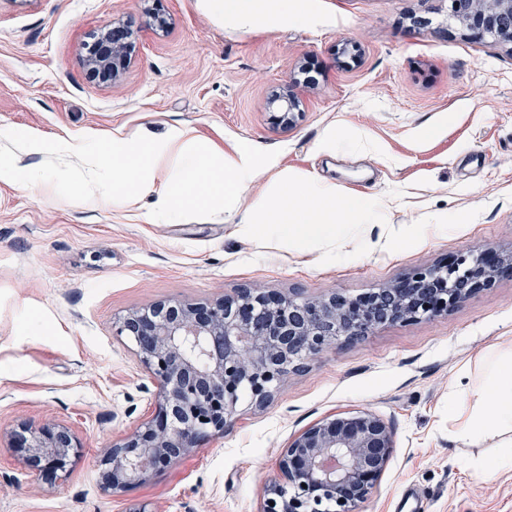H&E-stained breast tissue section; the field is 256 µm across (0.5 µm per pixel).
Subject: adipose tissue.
Here are the masks:
<instances>
[{
    "instance_id": "adipose-tissue-1",
    "label": "adipose tissue",
    "mask_w": 512,
    "mask_h": 512,
    "mask_svg": "<svg viewBox=\"0 0 512 512\" xmlns=\"http://www.w3.org/2000/svg\"><path fill=\"white\" fill-rule=\"evenodd\" d=\"M202 2L216 19L242 28L304 21L311 13V0ZM89 145L107 163L113 194L130 204L143 195H155V214L168 223L197 211L232 214L242 190L262 174L276 170L273 160L258 159L237 145L218 147L187 127L171 128L160 139L97 135ZM89 145L73 139L59 142L58 148L80 153ZM277 172L273 194L256 200L240 217L245 234L264 237L273 229L289 245L309 250L333 237L337 225L369 223L373 207L366 199L343 201L334 183L287 170ZM486 371L495 388L492 421L465 414L455 404L448 407L459 421L462 437L476 436L491 424L512 429V356L490 358Z\"/></svg>"
}]
</instances>
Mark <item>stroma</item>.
Here are the masks:
<instances>
[{
    "label": "stroma",
    "mask_w": 512,
    "mask_h": 512,
    "mask_svg": "<svg viewBox=\"0 0 512 512\" xmlns=\"http://www.w3.org/2000/svg\"><path fill=\"white\" fill-rule=\"evenodd\" d=\"M312 4L307 22L246 31L216 22L201 0H162V32L148 24L153 0H0V166L45 175L24 188L0 174V512H261L282 449L326 417L360 411L392 425L396 448L358 512H401L410 494L420 512H512V468L476 467L512 430L462 439L448 415L458 401L491 415L483 362L512 352L510 277L448 315L328 347L265 406L242 401L191 453L124 491L101 486L102 456L155 410V384L115 331L128 312L241 288L355 296L445 257L512 251V46L476 41L448 0ZM112 19L132 25L138 51L120 79L102 82L87 73L85 45ZM345 42L357 56L341 53ZM288 83L300 112L282 126L269 101ZM173 126L369 198L374 221L338 227L312 251L251 239L206 211L153 224L152 196L112 202L108 175L97 207L59 191L58 175L77 176L93 151L61 164L14 138L136 139ZM461 380L472 388L464 399ZM49 423L82 445L51 482L10 446L20 425Z\"/></svg>",
    "instance_id": "stroma-1"
}]
</instances>
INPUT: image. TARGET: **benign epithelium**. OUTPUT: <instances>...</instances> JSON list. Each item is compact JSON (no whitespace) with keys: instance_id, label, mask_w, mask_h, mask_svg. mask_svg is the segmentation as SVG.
I'll list each match as a JSON object with an SVG mask.
<instances>
[{"instance_id":"obj_1","label":"benign epithelium","mask_w":512,"mask_h":512,"mask_svg":"<svg viewBox=\"0 0 512 512\" xmlns=\"http://www.w3.org/2000/svg\"><path fill=\"white\" fill-rule=\"evenodd\" d=\"M454 19L478 40L512 43V0H448ZM136 52L131 26L103 23L88 46L87 72L118 79ZM270 105L288 124L299 109L284 88ZM512 277V254L484 251L415 268L381 288L347 297L296 300L280 292L244 288L214 303L167 300L122 318L128 338L157 382L155 412L103 459V488L114 493L147 471L185 456L224 433L243 394L266 404L288 372L316 359L340 339L362 338L377 327L448 314L473 293ZM11 446L25 465L58 477L79 457L81 443L62 426H21ZM392 426L370 412L336 414L307 428L285 448L282 481L265 490L262 512H357L377 487L394 452Z\"/></svg>"}]
</instances>
